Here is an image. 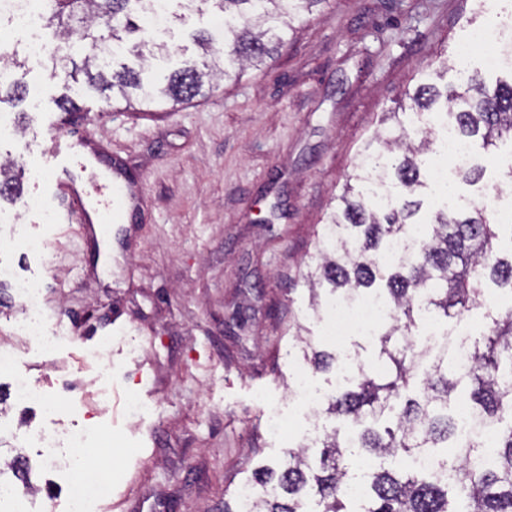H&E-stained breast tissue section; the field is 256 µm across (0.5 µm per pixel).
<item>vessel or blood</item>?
<instances>
[{
  "label": "vessel or blood",
  "mask_w": 512,
  "mask_h": 512,
  "mask_svg": "<svg viewBox=\"0 0 512 512\" xmlns=\"http://www.w3.org/2000/svg\"><path fill=\"white\" fill-rule=\"evenodd\" d=\"M53 154L55 171L43 183L42 196L63 203L68 221L78 224L83 236L94 237L110 225L126 223L138 210L140 189L126 178L120 158H113L109 183L95 208L86 207L82 192L68 179L70 167L101 160L103 148L100 142L84 136L67 140L57 138L53 141Z\"/></svg>",
  "instance_id": "1"
}]
</instances>
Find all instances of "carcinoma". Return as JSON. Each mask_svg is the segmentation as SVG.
<instances>
[{
    "instance_id": "cac0c4a2",
    "label": "carcinoma",
    "mask_w": 512,
    "mask_h": 512,
    "mask_svg": "<svg viewBox=\"0 0 512 512\" xmlns=\"http://www.w3.org/2000/svg\"><path fill=\"white\" fill-rule=\"evenodd\" d=\"M183 9L212 2L224 14V47L200 32L197 59L186 61L157 87L123 65L118 70L94 52L77 65L79 47L52 59L64 87H90L109 103L120 97L145 106L181 103L221 78L238 81L288 42L299 13L328 0H171ZM137 0H48L44 28L89 45H112L144 59L167 52L163 44L130 36L139 32L130 5ZM3 91L24 101L26 87ZM407 96L420 111L438 106L435 118L486 152L512 139V81L488 90L481 81L459 91L428 81ZM383 128L364 148L339 204L318 236L306 280L314 314L320 291L344 299H377L389 316L373 338V357L355 355L356 369L326 395L322 411L339 423L311 444L288 450V464L255 470L248 483L261 488L249 512H512V223L482 203L448 208V191L433 186L432 127L407 129L399 112H387ZM18 198L10 169L0 167V195ZM406 253L388 258L392 241ZM484 309L486 325L469 336L470 363L453 359L452 342L420 339L426 317L461 320ZM296 325L304 360L316 371L340 368L336 353L317 350ZM496 427L492 460L478 457L480 442L461 433L456 406ZM435 456L422 471L412 460ZM362 458L376 460L361 473Z\"/></svg>"
}]
</instances>
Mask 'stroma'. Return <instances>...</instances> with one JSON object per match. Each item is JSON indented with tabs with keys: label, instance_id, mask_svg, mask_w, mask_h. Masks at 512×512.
<instances>
[{
	"label": "stroma",
	"instance_id": "obj_1",
	"mask_svg": "<svg viewBox=\"0 0 512 512\" xmlns=\"http://www.w3.org/2000/svg\"><path fill=\"white\" fill-rule=\"evenodd\" d=\"M223 21L207 4L171 24L169 56L142 63L143 77L162 81L198 55L197 30ZM510 21L512 0H330L239 83L154 113L87 92L59 131L63 88L49 62L11 68L29 94L20 135L0 138V163L15 161L29 207L0 263L42 280L60 336L49 355L17 345L16 369L72 411L51 420L37 405H10L0 458L24 453L40 495L67 512L66 475L24 437L92 425L118 473L100 512H224L255 468L284 460L307 429L332 426L289 391L295 325L323 334L304 280L317 234L384 112L422 74L442 71L454 88L476 74L490 85L512 78L480 52H458L483 26ZM75 131L106 143L146 197L137 223L101 241L44 222L38 201L54 137ZM476 159L501 193L462 182L459 195L512 209V147ZM29 237L48 242L52 265L26 250Z\"/></svg>",
	"mask_w": 512,
	"mask_h": 512
}]
</instances>
